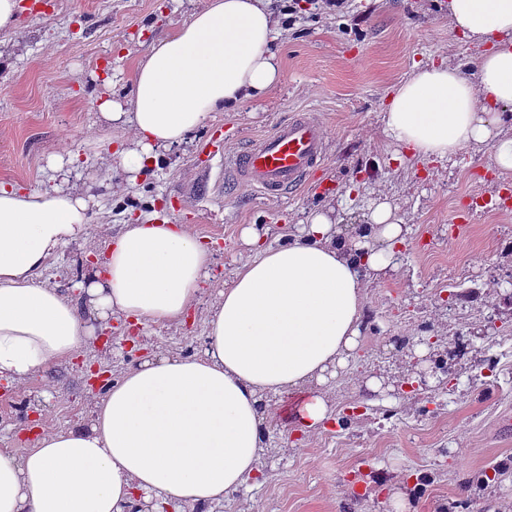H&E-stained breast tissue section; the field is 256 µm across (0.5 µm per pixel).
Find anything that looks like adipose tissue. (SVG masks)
<instances>
[{"instance_id": "1", "label": "adipose tissue", "mask_w": 512, "mask_h": 512, "mask_svg": "<svg viewBox=\"0 0 512 512\" xmlns=\"http://www.w3.org/2000/svg\"><path fill=\"white\" fill-rule=\"evenodd\" d=\"M454 31L483 46L472 75L453 64L416 67L396 87L382 121L399 148L454 160L486 147L512 171V0H447ZM266 0H208L139 60L130 108L99 103L101 117L129 128L121 154L139 173L182 144L210 113L279 83L282 70ZM90 200L54 184L0 185V380L12 384L69 360L91 329L42 272L85 236ZM410 228L376 199L357 234L342 236L331 211L310 213L287 242L264 244L219 292L206 319V349L149 357L94 400L90 421L45 431L24 456L0 448V512H181L210 507L260 469L265 396L302 393L292 427L325 429L334 409L322 390L359 347L365 291L397 267L393 244ZM212 253L188 225L127 224L108 244L104 269L80 291L101 323L178 322L193 306Z\"/></svg>"}]
</instances>
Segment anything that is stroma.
<instances>
[{"instance_id":"1","label":"stroma","mask_w":512,"mask_h":512,"mask_svg":"<svg viewBox=\"0 0 512 512\" xmlns=\"http://www.w3.org/2000/svg\"><path fill=\"white\" fill-rule=\"evenodd\" d=\"M17 30L0 34V183L48 186L50 156L71 154L70 188L91 195L87 237L64 246L43 280L72 298L92 261L124 224L175 218L205 239L209 278L177 324L136 329L89 346L0 391V448L25 454L31 427L43 419L65 430L86 424L95 397L152 355L197 356L205 319L225 278L252 257L239 239L246 224L267 228L279 245L289 226L319 208L335 209L343 233L368 220L385 196L411 232L398 268L367 290L361 345L346 373L325 394L332 427L299 438L289 426L290 399L268 397L277 412L257 480L228 493L214 512H512V208L499 209L512 173L491 163L488 149L456 161L397 154L382 112L415 67L452 61L471 72L479 54L448 25L437 0H353L348 14L316 13L300 0L296 20L274 13L273 44L282 79L238 107L212 113L183 144L163 150L156 166L130 178L119 155L128 131L106 125L98 101L132 98L138 60L202 8L205 0H21ZM317 113L330 145L327 165L310 183L279 200L225 186L204 148L226 128L236 152L292 113ZM428 357L410 360L416 340ZM449 354L454 385L429 376L427 389L401 392L435 354ZM105 372L90 385L88 366ZM386 377L393 389L367 392L364 377ZM500 464L511 470L493 476ZM493 476L486 489L476 479Z\"/></svg>"}]
</instances>
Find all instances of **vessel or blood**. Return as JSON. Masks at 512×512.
I'll return each mask as SVG.
<instances>
[{"label": "vessel or blood", "instance_id": "b4317fda", "mask_svg": "<svg viewBox=\"0 0 512 512\" xmlns=\"http://www.w3.org/2000/svg\"><path fill=\"white\" fill-rule=\"evenodd\" d=\"M328 155L321 120L311 112H296L269 134L225 156L224 173L234 185L284 196L305 186Z\"/></svg>", "mask_w": 512, "mask_h": 512}]
</instances>
